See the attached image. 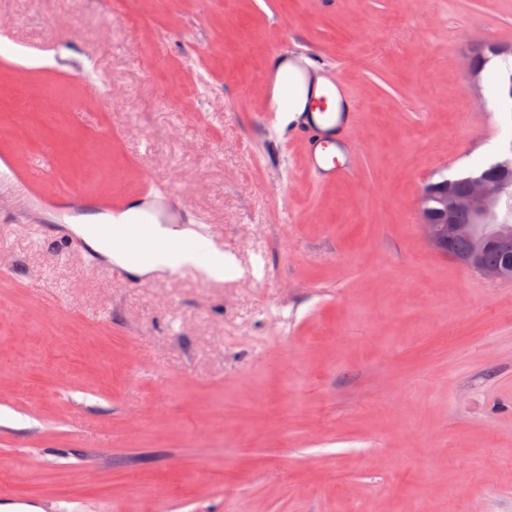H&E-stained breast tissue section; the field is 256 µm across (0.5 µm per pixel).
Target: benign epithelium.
<instances>
[{"label": "benign epithelium", "mask_w": 512, "mask_h": 512, "mask_svg": "<svg viewBox=\"0 0 512 512\" xmlns=\"http://www.w3.org/2000/svg\"><path fill=\"white\" fill-rule=\"evenodd\" d=\"M431 190L424 189L419 220L432 248L444 255L452 254V245L459 237L478 236L482 240L501 241L512 235V228L500 220V209L507 197L502 183L478 177L470 180L467 191L459 194L443 189L436 208H429ZM469 221L459 223V216Z\"/></svg>", "instance_id": "obj_1"}]
</instances>
